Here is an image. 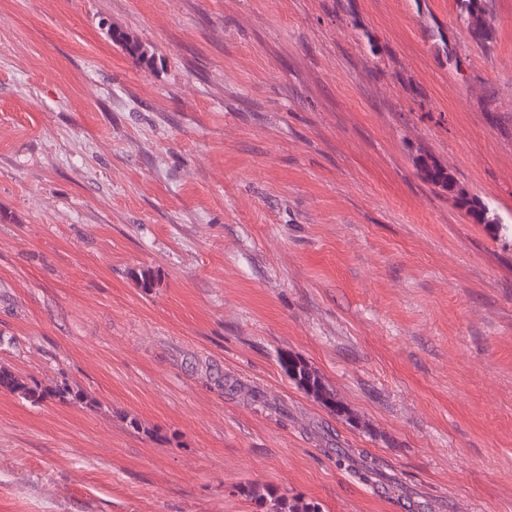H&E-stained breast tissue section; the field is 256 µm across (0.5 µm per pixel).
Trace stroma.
Wrapping results in <instances>:
<instances>
[{"label":"stroma","mask_w":512,"mask_h":512,"mask_svg":"<svg viewBox=\"0 0 512 512\" xmlns=\"http://www.w3.org/2000/svg\"><path fill=\"white\" fill-rule=\"evenodd\" d=\"M460 2L0 0V366L85 396L0 390V512H512V235L423 169L512 225V0ZM108 35L112 41L120 43L124 50L136 61L150 64L154 59V53L149 48L131 38L123 31L108 29ZM455 197L460 207L465 208L478 223L497 224L498 228L499 225L501 228L502 226H505V224H500V218L497 213H495L494 209L484 202L480 200H468L461 197L459 194H457ZM280 364L299 389L321 401L324 405L336 408V413L344 412L336 403L334 395L325 389L318 375L305 363L284 357L280 359ZM333 451L336 454V461L340 466L346 468L355 469L360 478L366 482L379 483L380 485H388L391 483V479L378 468L376 459L366 455H362L359 462L356 460L354 454L348 448H334ZM243 493L264 509L263 512H319L317 505L301 498H288L287 493L268 485L250 483Z\"/></svg>","instance_id":"obj_1"}]
</instances>
